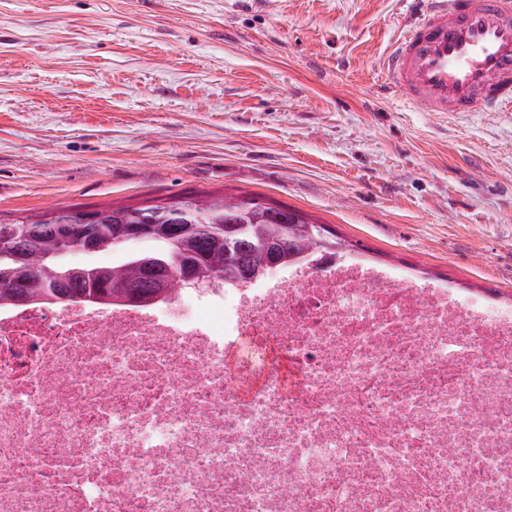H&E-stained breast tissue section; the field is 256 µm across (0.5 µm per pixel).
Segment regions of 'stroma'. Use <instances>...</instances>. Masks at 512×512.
Segmentation results:
<instances>
[{
  "label": "stroma",
  "instance_id": "obj_1",
  "mask_svg": "<svg viewBox=\"0 0 512 512\" xmlns=\"http://www.w3.org/2000/svg\"><path fill=\"white\" fill-rule=\"evenodd\" d=\"M406 0H0V214L253 194L512 297V112L389 92Z\"/></svg>",
  "mask_w": 512,
  "mask_h": 512
}]
</instances>
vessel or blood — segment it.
Returning a JSON list of instances; mask_svg holds the SVG:
<instances>
[{"label": "vessel or blood", "mask_w": 512, "mask_h": 512, "mask_svg": "<svg viewBox=\"0 0 512 512\" xmlns=\"http://www.w3.org/2000/svg\"><path fill=\"white\" fill-rule=\"evenodd\" d=\"M391 89L426 112L512 110V0H413Z\"/></svg>", "instance_id": "obj_1"}]
</instances>
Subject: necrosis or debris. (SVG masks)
Returning <instances> with one entry per match:
<instances>
[{"label":"necrosis or debris","instance_id":"necrosis-or-debris-1","mask_svg":"<svg viewBox=\"0 0 512 512\" xmlns=\"http://www.w3.org/2000/svg\"><path fill=\"white\" fill-rule=\"evenodd\" d=\"M0 512H512V302L355 255L2 306Z\"/></svg>","mask_w":512,"mask_h":512}]
</instances>
